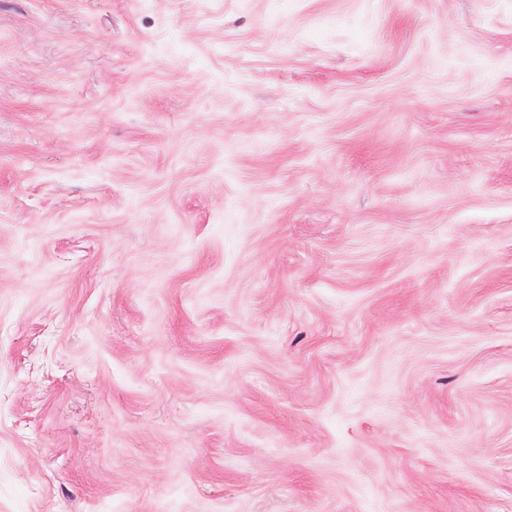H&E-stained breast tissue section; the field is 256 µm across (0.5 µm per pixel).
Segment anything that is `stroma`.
I'll list each match as a JSON object with an SVG mask.
<instances>
[{"label": "stroma", "instance_id": "1", "mask_svg": "<svg viewBox=\"0 0 512 512\" xmlns=\"http://www.w3.org/2000/svg\"><path fill=\"white\" fill-rule=\"evenodd\" d=\"M0 512H512V0H0Z\"/></svg>", "mask_w": 512, "mask_h": 512}]
</instances>
